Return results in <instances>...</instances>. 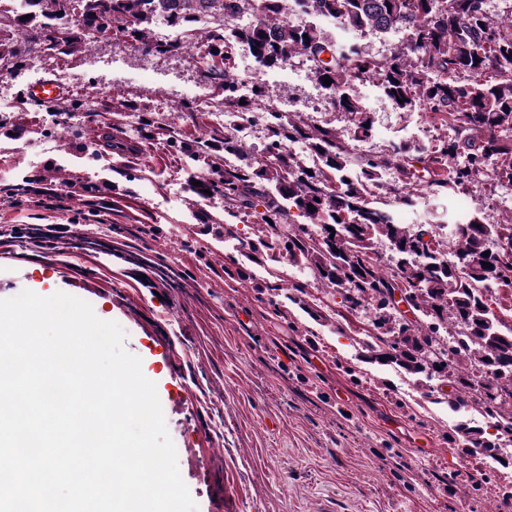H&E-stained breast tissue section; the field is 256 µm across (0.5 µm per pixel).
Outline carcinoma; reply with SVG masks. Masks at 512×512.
I'll use <instances>...</instances> for the list:
<instances>
[{"instance_id": "1", "label": "carcinoma", "mask_w": 512, "mask_h": 512, "mask_svg": "<svg viewBox=\"0 0 512 512\" xmlns=\"http://www.w3.org/2000/svg\"><path fill=\"white\" fill-rule=\"evenodd\" d=\"M29 19L0 0V66L15 74L26 66L29 49L45 56L86 51L94 36L119 33L149 54H189L195 39L205 51L198 63L222 90L224 112L241 121L263 114L265 143L254 161L241 164L245 144L227 129H214L192 142L171 128L159 112L129 105L138 138L157 131L186 166L202 168V185L188 183L200 197L206 191L224 199V223L208 225L217 236H235L234 220L252 218L253 236L240 240L239 254L224 273L252 285L260 301L279 304L278 288L255 281L247 264L267 261L303 266L343 307L369 315L372 331L362 341L366 360L394 365L421 381L444 375L452 388L448 405H474L486 424H458L447 434L477 471L489 459L512 467L500 448L512 443V327L491 311L495 287L512 281V255L497 250L512 238V221L489 224L478 217L448 224H401L393 211L377 205L375 192L387 170L399 182L386 188L404 207L415 205L422 189L433 196L464 193L486 171L500 186L512 187V22L490 15L488 0H300L312 19L288 20V0H264L255 20L218 23L199 36L194 17L207 9L235 19L238 0H31ZM181 31L171 42L156 40L157 19ZM322 21L360 34L367 28L409 32L406 45L381 58L364 54L353 41L333 44L321 33ZM308 38H303V35ZM239 46L263 68L282 67L300 57L313 67L334 109L350 115L354 140L368 142L374 123L353 94L358 83H377L394 106L413 112L418 103L437 115L450 134L430 147L415 141L392 146L387 155L356 149L329 123L311 124L283 117L269 87L237 88L230 61ZM102 133L81 150L96 160L112 155L125 131L105 122ZM300 144L305 155L292 151ZM312 173H307V170ZM448 230L452 257L436 246V230ZM385 240L393 251L384 265L376 252ZM488 266H482V263ZM401 290L417 320L401 323L391 301ZM304 287L282 297L314 318L321 312L303 295Z\"/></svg>"}]
</instances>
